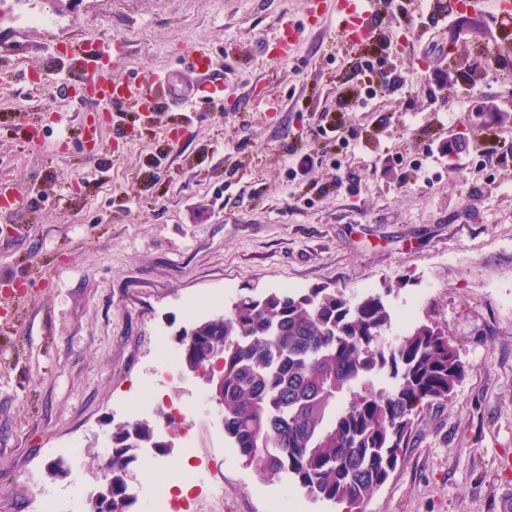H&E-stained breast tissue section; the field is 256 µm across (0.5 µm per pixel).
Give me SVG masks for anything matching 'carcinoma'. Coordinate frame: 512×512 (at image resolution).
<instances>
[{"instance_id": "carcinoma-1", "label": "carcinoma", "mask_w": 512, "mask_h": 512, "mask_svg": "<svg viewBox=\"0 0 512 512\" xmlns=\"http://www.w3.org/2000/svg\"><path fill=\"white\" fill-rule=\"evenodd\" d=\"M381 297L339 289L239 297L196 322L194 363L223 362L224 435L262 477L291 476L313 501L360 506L396 471L421 411L465 376L448 330L429 319L385 342ZM388 387H376L382 376ZM158 440L146 422L112 434V486L93 512H132L123 474L134 444Z\"/></svg>"}]
</instances>
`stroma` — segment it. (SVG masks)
<instances>
[{"mask_svg":"<svg viewBox=\"0 0 512 512\" xmlns=\"http://www.w3.org/2000/svg\"><path fill=\"white\" fill-rule=\"evenodd\" d=\"M379 40L362 50L329 28L286 62L261 55L285 13L307 0H12L0 12V181L26 192L0 209V282L19 302L0 323V512H37L42 488L94 490L101 455L127 407L154 391L157 334L176 339L244 294L335 288L381 295L404 326L446 327L466 366L452 401L418 417L416 441L362 512H499L512 496V165L490 162L492 98L512 111V25L439 0H380ZM422 17L406 32L403 13ZM47 17L28 24L24 15ZM125 37L126 75L170 70L185 79L198 46L220 57L237 96L159 112L96 113L69 48ZM503 64L475 86L452 84L448 49L475 41ZM399 81L362 101L367 57ZM280 99L261 112L253 95ZM343 124L333 138L326 113ZM95 156L79 141L92 116ZM40 140H33L31 130ZM454 163L428 158L441 140ZM314 154L289 173L285 149ZM425 160V181L404 184L390 155ZM208 404L199 447L225 465L224 495L198 512H350L306 499L288 477H259L224 436ZM81 456L51 476L57 449Z\"/></svg>","mask_w":512,"mask_h":512,"instance_id":"1","label":"stroma"}]
</instances>
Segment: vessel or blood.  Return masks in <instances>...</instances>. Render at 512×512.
<instances>
[{
    "mask_svg": "<svg viewBox=\"0 0 512 512\" xmlns=\"http://www.w3.org/2000/svg\"><path fill=\"white\" fill-rule=\"evenodd\" d=\"M376 0H310L302 21L281 16L274 33L263 43L264 54L272 60H290L297 47L311 34L320 31L328 21H336L339 33L346 41L363 43L373 39L378 32ZM470 9L483 11L493 8L497 22L512 23V0H466ZM70 54L75 63L87 72L86 83L92 90L94 103L104 111L119 104H133L153 112L161 99L167 98L184 105H192L190 96L179 93L170 74H153L132 79L111 70L110 58L127 54V44L116 39L111 49L90 48L76 44ZM217 62L207 48H199L193 57L190 70L196 92L213 96L220 93L235 95L236 88L215 76Z\"/></svg>",
    "mask_w": 512,
    "mask_h": 512,
    "instance_id": "1",
    "label": "vessel or blood"
}]
</instances>
